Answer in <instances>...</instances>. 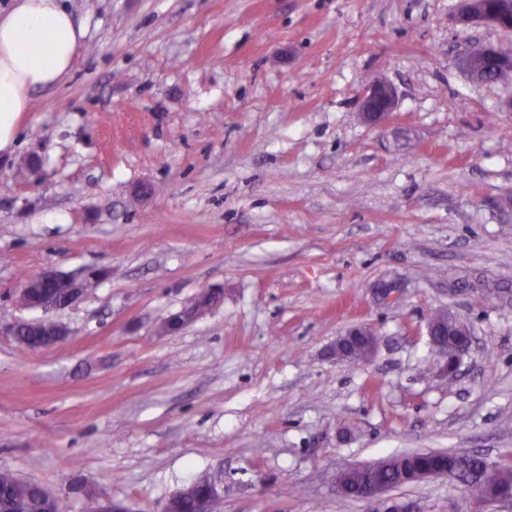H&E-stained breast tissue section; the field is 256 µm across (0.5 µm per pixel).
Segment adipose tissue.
I'll list each match as a JSON object with an SVG mask.
<instances>
[{
	"label": "adipose tissue",
	"instance_id": "adipose-tissue-1",
	"mask_svg": "<svg viewBox=\"0 0 512 512\" xmlns=\"http://www.w3.org/2000/svg\"><path fill=\"white\" fill-rule=\"evenodd\" d=\"M85 36L65 0H13L0 12V154L13 153L35 93L70 74Z\"/></svg>",
	"mask_w": 512,
	"mask_h": 512
}]
</instances>
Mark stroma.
I'll return each instance as SVG.
<instances>
[{
	"label": "stroma",
	"mask_w": 512,
	"mask_h": 512,
	"mask_svg": "<svg viewBox=\"0 0 512 512\" xmlns=\"http://www.w3.org/2000/svg\"><path fill=\"white\" fill-rule=\"evenodd\" d=\"M457 4L69 0L74 69L0 157V324L43 318L17 302L27 277L103 276L55 312L63 342L0 335V469L70 512H156L214 472L215 512H376L337 496L342 471L512 464V86L460 65L512 33L452 26ZM377 77L398 93L381 126L356 112ZM440 308L472 333L453 384L426 333ZM359 324L379 344L351 365L334 348ZM388 495L512 512L446 478Z\"/></svg>",
	"instance_id": "stroma-1"
}]
</instances>
